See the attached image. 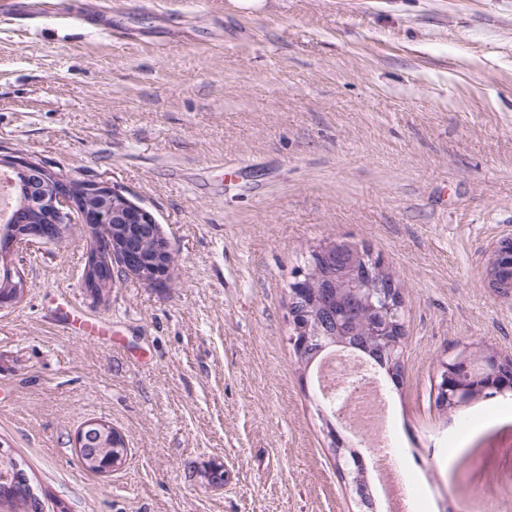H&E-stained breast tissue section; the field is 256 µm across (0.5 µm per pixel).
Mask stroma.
Listing matches in <instances>:
<instances>
[{"instance_id": "stroma-1", "label": "stroma", "mask_w": 512, "mask_h": 512, "mask_svg": "<svg viewBox=\"0 0 512 512\" xmlns=\"http://www.w3.org/2000/svg\"><path fill=\"white\" fill-rule=\"evenodd\" d=\"M95 0L0 16V147L130 193L175 255L153 288L82 280L89 237L16 258L0 310V442L70 512H361L289 344V285L315 245L381 257L403 288L404 374L389 387L420 512L512 484V420L435 404L439 363L512 359V296L488 258L512 238V0ZM67 298L105 322L70 336ZM128 456L83 470L85 421ZM223 466L222 487L208 474Z\"/></svg>"}]
</instances>
